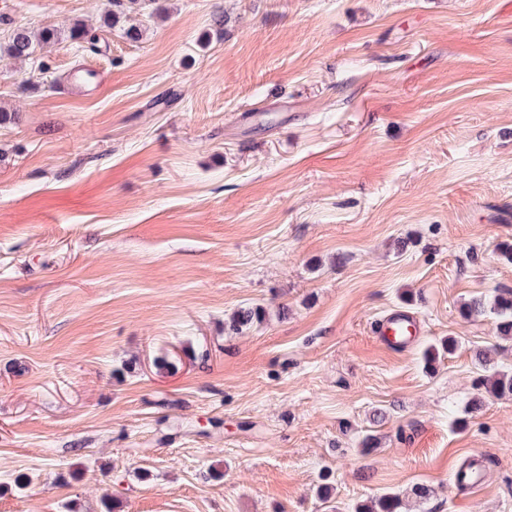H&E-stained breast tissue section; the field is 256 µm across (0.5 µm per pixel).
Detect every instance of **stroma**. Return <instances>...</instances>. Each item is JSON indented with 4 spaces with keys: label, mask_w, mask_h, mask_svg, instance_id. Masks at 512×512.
Here are the masks:
<instances>
[{
    "label": "stroma",
    "mask_w": 512,
    "mask_h": 512,
    "mask_svg": "<svg viewBox=\"0 0 512 512\" xmlns=\"http://www.w3.org/2000/svg\"><path fill=\"white\" fill-rule=\"evenodd\" d=\"M110 8L0 0V41L89 29L0 56V512H512L461 310L512 289V0H157L136 42ZM87 33L83 27L76 23L67 30L46 28L38 34L25 27H16L9 34L7 41L0 44V51L15 60H33L38 47L67 38L80 40L87 37ZM98 75L97 67L92 64L75 69L64 79L62 90L64 92H74L76 89H83L85 94L98 92L101 86ZM406 331V333H402ZM420 332L417 318L410 312L394 309L380 324L376 335L382 347L395 353L406 351ZM485 456L478 455L475 459L476 466L469 471H454L451 480L453 492L469 494L484 485V460Z\"/></svg>",
    "instance_id": "35a3bbf8"
}]
</instances>
